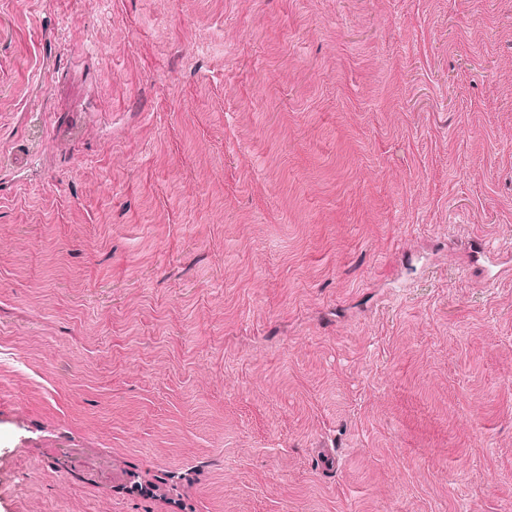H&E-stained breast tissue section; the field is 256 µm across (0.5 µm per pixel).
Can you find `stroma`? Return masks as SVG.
Listing matches in <instances>:
<instances>
[{
    "mask_svg": "<svg viewBox=\"0 0 512 512\" xmlns=\"http://www.w3.org/2000/svg\"><path fill=\"white\" fill-rule=\"evenodd\" d=\"M0 512H512V0H0Z\"/></svg>",
    "mask_w": 512,
    "mask_h": 512,
    "instance_id": "1",
    "label": "stroma"
}]
</instances>
